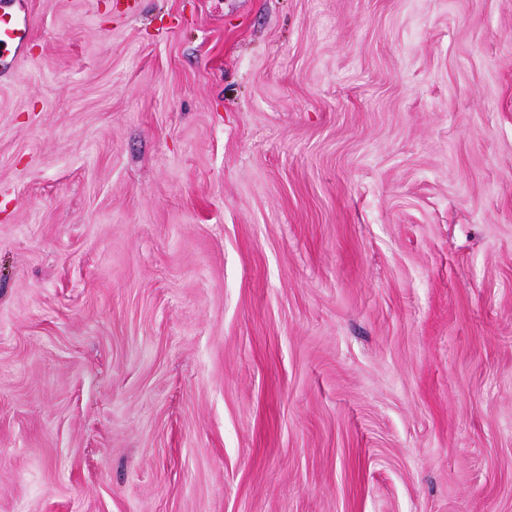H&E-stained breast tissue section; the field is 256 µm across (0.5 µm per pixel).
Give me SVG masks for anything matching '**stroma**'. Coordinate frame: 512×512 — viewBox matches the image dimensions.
Here are the masks:
<instances>
[{
    "mask_svg": "<svg viewBox=\"0 0 512 512\" xmlns=\"http://www.w3.org/2000/svg\"><path fill=\"white\" fill-rule=\"evenodd\" d=\"M125 8L0 71V512H512V0Z\"/></svg>",
    "mask_w": 512,
    "mask_h": 512,
    "instance_id": "obj_1",
    "label": "stroma"
}]
</instances>
